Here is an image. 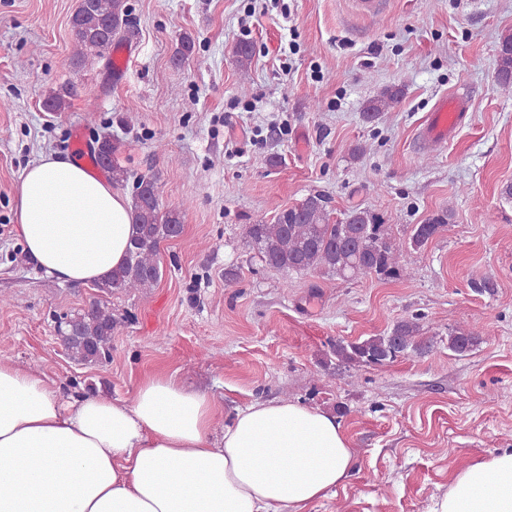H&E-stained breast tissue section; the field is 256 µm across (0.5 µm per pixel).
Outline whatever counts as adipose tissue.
<instances>
[{"label":"adipose tissue","mask_w":512,"mask_h":512,"mask_svg":"<svg viewBox=\"0 0 512 512\" xmlns=\"http://www.w3.org/2000/svg\"><path fill=\"white\" fill-rule=\"evenodd\" d=\"M16 218L27 254L63 282L109 276L135 232L127 197L52 153L24 170ZM216 414L173 375L127 402L66 400L45 375L0 361V512H305L354 467L327 413L256 401L219 435ZM433 512H512V449L455 475Z\"/></svg>","instance_id":"ef3b65f1"}]
</instances>
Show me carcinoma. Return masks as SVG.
<instances>
[{
    "instance_id": "carcinoma-1",
    "label": "carcinoma",
    "mask_w": 512,
    "mask_h": 512,
    "mask_svg": "<svg viewBox=\"0 0 512 512\" xmlns=\"http://www.w3.org/2000/svg\"><path fill=\"white\" fill-rule=\"evenodd\" d=\"M74 37L72 63L83 65L92 57H103L112 46L127 40L126 0H78L71 17ZM497 82L512 87V36L500 43ZM67 87L50 94L44 107L62 112L68 105ZM401 91L383 89L365 110L369 121L377 119L399 100ZM136 233L125 263L104 281L96 284L101 299L88 310L66 314L58 321L60 339L70 358L80 362H99L110 357L116 319L106 297L152 287L160 277L159 245L181 225V211L162 206L154 177H139L132 196ZM452 214L445 211L411 230L410 244L419 249L446 226ZM248 242L265 265L286 276L320 272L342 280L373 275L381 280L398 279L407 274L403 263V245L392 237L390 225L377 212L354 208L343 218L330 221L325 201L309 195L299 203L281 210L271 224H250ZM421 325L415 320L397 322L387 334L357 341L336 340L329 356L338 365L385 366L397 358L422 349ZM481 340L474 332L454 327L448 330V349L458 355L471 350Z\"/></svg>"
}]
</instances>
